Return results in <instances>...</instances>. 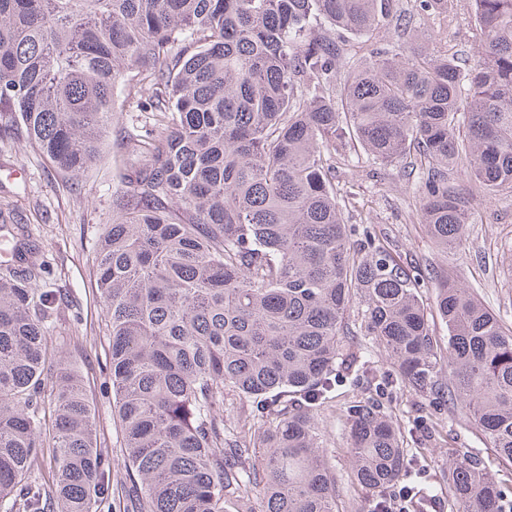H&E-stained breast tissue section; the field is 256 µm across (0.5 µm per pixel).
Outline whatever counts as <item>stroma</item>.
<instances>
[{"label": "stroma", "mask_w": 512, "mask_h": 512, "mask_svg": "<svg viewBox=\"0 0 512 512\" xmlns=\"http://www.w3.org/2000/svg\"><path fill=\"white\" fill-rule=\"evenodd\" d=\"M410 17L414 45L433 50L448 45L462 57L475 59L479 40L471 0H455L453 17L420 15L414 0H398ZM148 94L118 87L112 131L100 161L75 179L63 177L26 140L0 131V213L8 223L27 225L48 261L50 282L66 284L67 297L54 315L53 333L64 337L63 353L83 376L95 407L101 448L118 455L120 435L112 420L109 341L105 313L97 298L94 247L114 220L112 194L120 188L114 161L122 149L117 130L151 128ZM336 187L346 191L348 225L375 226L386 245L402 260L453 272L485 306L512 330V189L477 198L475 218L460 244L436 246L419 222L415 198L419 180L404 164L380 165L363 150L337 156ZM370 377L348 378L337 387L318 417L324 449L336 475L338 512H371L375 495L354 480L351 439L341 416L344 406L378 399L386 416L404 435L410 459V489L423 512H448V466L452 449L484 460L498 484L512 485V465L496 452L458 405L434 400L432 394L408 386L398 376L390 353L374 347Z\"/></svg>", "instance_id": "stroma-1"}]
</instances>
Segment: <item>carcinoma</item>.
<instances>
[{"label":"carcinoma","instance_id":"carcinoma-1","mask_svg":"<svg viewBox=\"0 0 512 512\" xmlns=\"http://www.w3.org/2000/svg\"><path fill=\"white\" fill-rule=\"evenodd\" d=\"M472 3L469 63L402 35L352 52L396 0H0V113L60 173L101 159L126 73L155 113L145 134L118 129L116 219L94 249L124 477L111 480L80 374L49 365L66 288L38 287L46 263L23 242L0 270V512H101L114 484L125 512H338L317 413L336 366L370 358L343 353L355 298L402 379L465 404L512 462V332L454 274L401 266L373 228L352 238L327 163L351 145L411 158L419 221L445 249L475 198L512 188V0ZM453 5L420 0L429 15ZM230 396L253 424L224 420ZM343 416L357 484L391 492L402 432L375 399ZM448 488V512H512V490L465 453ZM419 294L427 304L429 312V324L434 336H438L442 343H447L448 328L445 323L437 316L434 310V290L431 288V283H426L424 287L419 288Z\"/></svg>","mask_w":512,"mask_h":512}]
</instances>
